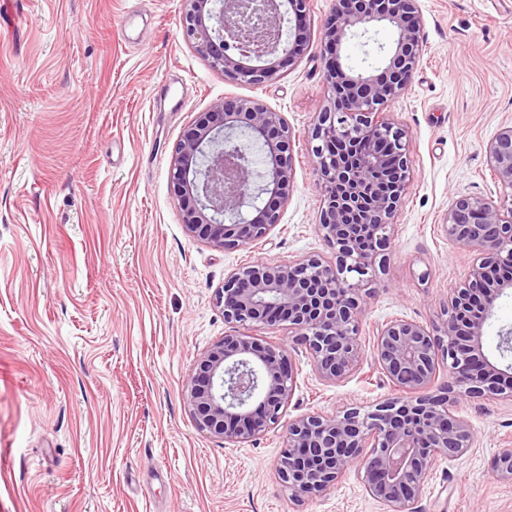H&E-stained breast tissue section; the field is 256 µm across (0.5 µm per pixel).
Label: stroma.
I'll return each instance as SVG.
<instances>
[{"mask_svg": "<svg viewBox=\"0 0 512 512\" xmlns=\"http://www.w3.org/2000/svg\"><path fill=\"white\" fill-rule=\"evenodd\" d=\"M423 52L384 110L409 132L415 177L363 319L360 370L318 377L287 325L267 330L296 363L283 419L371 406L396 391L376 366L377 327L436 320L472 255L444 226L453 198L512 194L486 146L512 125V0H418ZM333 0H310L303 55L261 85L229 80L184 40L181 0H0V512H385L347 473L294 503L276 466L283 427L229 444L200 432L185 383L231 333L218 292L240 265L331 256L318 230L314 120L327 103ZM353 39L345 64L380 66L390 28ZM227 97L283 113L294 186L261 241L225 250L189 236L172 148ZM474 444L440 461L420 512H512L493 470L512 448V402L465 399Z\"/></svg>", "mask_w": 512, "mask_h": 512, "instance_id": "35a3bbf8", "label": "stroma"}]
</instances>
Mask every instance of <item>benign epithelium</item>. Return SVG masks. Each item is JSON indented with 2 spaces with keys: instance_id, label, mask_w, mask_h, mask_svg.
Instances as JSON below:
<instances>
[{
  "instance_id": "7a95c632",
  "label": "benign epithelium",
  "mask_w": 512,
  "mask_h": 512,
  "mask_svg": "<svg viewBox=\"0 0 512 512\" xmlns=\"http://www.w3.org/2000/svg\"><path fill=\"white\" fill-rule=\"evenodd\" d=\"M181 2L185 39L230 80L266 83L303 51L308 0ZM378 24L395 32L390 46H378L383 76L331 64L328 104L311 132L323 196L318 230L332 257L249 263L224 279L219 296L228 324L288 323L318 376L336 384L360 368L368 285L385 266L393 221L413 179L408 132L379 109L410 84L422 42L418 0H334L322 23L324 39L336 45L355 36L354 28L366 33ZM294 137L283 113L256 99L228 97L201 113L170 161L187 233L227 250L264 239L280 223L293 187ZM254 145L263 149L260 169ZM486 153L500 183L512 188V126L499 130ZM444 229L474 254L468 277L450 289L432 326L395 319L377 330L374 361L402 395L368 410L350 405L288 423L277 474L293 500L319 496L356 469L387 512H416L437 461L452 463L472 448L469 422L455 415L460 399L512 401V374L480 353L492 312L487 295L512 288V198L456 197ZM440 364L448 368L441 383ZM294 387L290 350L236 332L197 358L186 392L200 431L243 444L278 427ZM494 471L512 482V448L501 449Z\"/></svg>"
}]
</instances>
